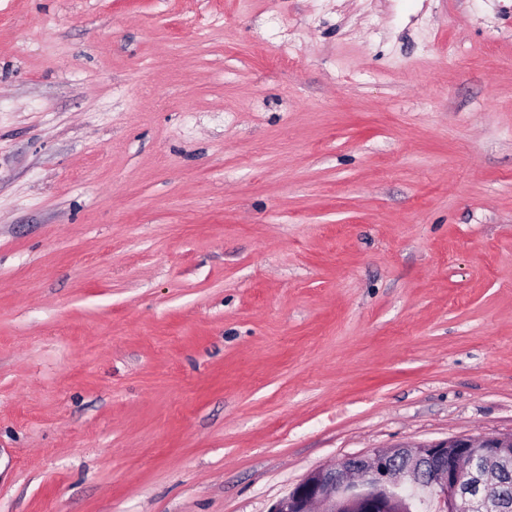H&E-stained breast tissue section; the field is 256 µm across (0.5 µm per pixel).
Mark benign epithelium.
<instances>
[{
	"label": "benign epithelium",
	"mask_w": 512,
	"mask_h": 512,
	"mask_svg": "<svg viewBox=\"0 0 512 512\" xmlns=\"http://www.w3.org/2000/svg\"><path fill=\"white\" fill-rule=\"evenodd\" d=\"M512 434L378 449L310 471L269 512H410L424 493L437 512H507Z\"/></svg>",
	"instance_id": "7a95c632"
}]
</instances>
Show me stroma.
<instances>
[{
  "mask_svg": "<svg viewBox=\"0 0 512 512\" xmlns=\"http://www.w3.org/2000/svg\"><path fill=\"white\" fill-rule=\"evenodd\" d=\"M509 433L512 0H0V512Z\"/></svg>",
  "mask_w": 512,
  "mask_h": 512,
  "instance_id": "stroma-1",
  "label": "stroma"
}]
</instances>
